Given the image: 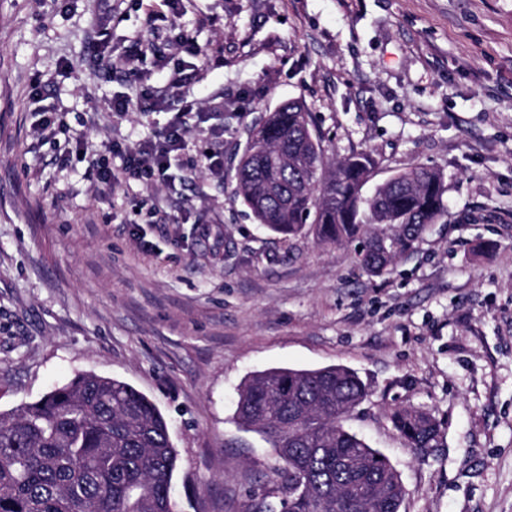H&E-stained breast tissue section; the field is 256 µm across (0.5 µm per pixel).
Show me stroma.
<instances>
[{"label": "stroma", "instance_id": "stroma-1", "mask_svg": "<svg viewBox=\"0 0 512 512\" xmlns=\"http://www.w3.org/2000/svg\"><path fill=\"white\" fill-rule=\"evenodd\" d=\"M169 27L154 39L137 0H0V410L78 374L123 380L169 423L175 512H244L281 461L239 427V386L343 364L371 387L345 425L399 472L401 512H512V0H182ZM127 96L208 112L186 120L182 184L108 190L33 131L52 111L101 152L161 134L171 112L113 111ZM293 98L330 157L372 154L374 182L443 174L447 214L385 276L360 240L271 235L198 167L217 149L232 171L247 128ZM409 406L437 420L435 447L394 429Z\"/></svg>", "mask_w": 512, "mask_h": 512}]
</instances>
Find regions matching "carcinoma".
<instances>
[{"label": "carcinoma", "instance_id": "carcinoma-1", "mask_svg": "<svg viewBox=\"0 0 512 512\" xmlns=\"http://www.w3.org/2000/svg\"><path fill=\"white\" fill-rule=\"evenodd\" d=\"M232 175L256 223L332 246L361 232V268L380 277L446 213L441 174L413 166L366 193L376 161H334L313 113L290 100L251 127ZM368 388L344 365L271 368L241 386L238 423L266 436L283 462L280 486L245 512H400L391 462L344 421ZM412 448H431L438 424L413 407L391 414ZM177 452L155 403L130 384L79 374L38 400L0 412V512H173Z\"/></svg>", "mask_w": 512, "mask_h": 512}]
</instances>
